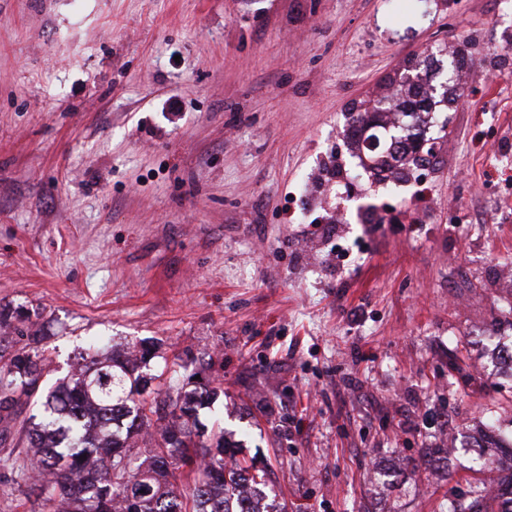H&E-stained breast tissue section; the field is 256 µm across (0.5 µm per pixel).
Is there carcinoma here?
Segmentation results:
<instances>
[{"mask_svg": "<svg viewBox=\"0 0 512 512\" xmlns=\"http://www.w3.org/2000/svg\"><path fill=\"white\" fill-rule=\"evenodd\" d=\"M471 63L464 53L446 61L438 53L416 55L388 78L393 93L374 96L350 108L349 149L366 151L361 163L372 172L433 164V137L421 116L453 107L464 97L455 75ZM22 316L0 313V332L8 329L27 343L0 346V422L15 416L19 397L35 398L41 411L28 418L27 448L12 463L18 489L31 488L46 512H281L261 493L252 506L240 503L246 489L260 484L247 460L224 462V432L203 439L198 409L217 388H188L172 370L166 389L153 387L145 351L116 353L97 344L78 356V367L47 390L37 385L47 368L38 351L48 339ZM159 439L144 458L138 448L143 431ZM98 466L92 481L81 475ZM497 502L478 486L448 504V512H496Z\"/></svg>", "mask_w": 512, "mask_h": 512, "instance_id": "cac0c4a2", "label": "carcinoma"}]
</instances>
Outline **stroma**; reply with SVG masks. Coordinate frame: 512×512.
Listing matches in <instances>:
<instances>
[{
    "label": "stroma",
    "instance_id": "1",
    "mask_svg": "<svg viewBox=\"0 0 512 512\" xmlns=\"http://www.w3.org/2000/svg\"><path fill=\"white\" fill-rule=\"evenodd\" d=\"M507 28L512 0H0V311L36 316L51 383L146 338L223 380L286 512H448L512 426ZM448 44L431 205L359 223L414 200L375 191L349 109Z\"/></svg>",
    "mask_w": 512,
    "mask_h": 512
}]
</instances>
